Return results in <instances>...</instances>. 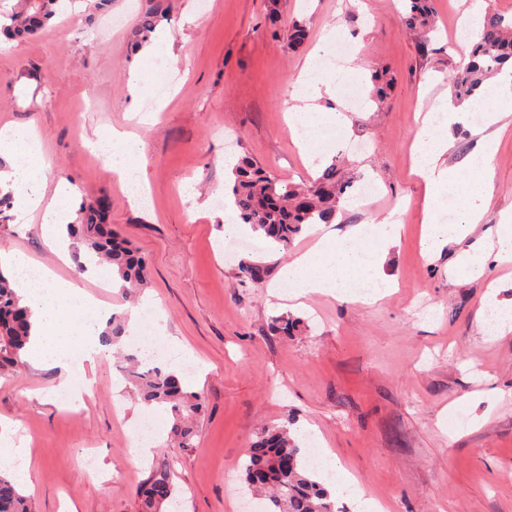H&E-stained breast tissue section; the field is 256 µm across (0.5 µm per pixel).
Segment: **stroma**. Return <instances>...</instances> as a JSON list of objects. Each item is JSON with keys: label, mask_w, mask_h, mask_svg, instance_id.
I'll return each instance as SVG.
<instances>
[{"label": "stroma", "mask_w": 512, "mask_h": 512, "mask_svg": "<svg viewBox=\"0 0 512 512\" xmlns=\"http://www.w3.org/2000/svg\"><path fill=\"white\" fill-rule=\"evenodd\" d=\"M167 18L143 48L135 31L149 0H112L95 10L70 0L52 28L0 51V124L35 127L49 183L65 178L87 198L112 201L109 222L148 257L142 296L159 318L142 319L151 339L176 340L205 411L189 448L163 442L171 415L135 399L118 357L86 364L85 405L74 410L57 391L59 372L41 365L0 373V421L27 438L30 479L20 490L35 512H138L137 489L154 461L174 463L179 512H240L250 492L241 464L263 425L292 420L301 442L315 428L320 447L386 512H512V332L484 340L479 308L489 290L512 300V261L488 263L469 279L452 274L454 251L423 255L425 188L413 175L412 146L425 116L451 98L449 83L465 62L454 30L474 0H435L429 43L407 33L403 0H162ZM308 38L289 48L292 24ZM278 37H271L270 28ZM352 42L354 74L339 80L322 111L346 110L350 133L323 125L334 158L353 183L379 187L367 202L350 198L333 237L355 224L396 213L400 241L383 271L396 290L368 304L353 297L270 294L242 277V263L265 265L268 277L314 243L309 234L288 250L270 245L234 252L226 214L224 162L249 156L285 182L318 176L288 124L289 93L317 45L334 35ZM179 61L169 65L170 54ZM396 77L371 101V75ZM504 130L491 162V195L469 240H496L512 217V98H490ZM137 134L151 200L132 209L127 190L87 146L95 132ZM0 249L18 251L122 315L128 301L106 288L99 270L78 273L72 257L49 250L40 218L0 224ZM301 320L299 334L269 333L273 317ZM161 435L151 459L138 461L133 439L147 417ZM93 455L92 468L80 460Z\"/></svg>", "instance_id": "obj_1"}]
</instances>
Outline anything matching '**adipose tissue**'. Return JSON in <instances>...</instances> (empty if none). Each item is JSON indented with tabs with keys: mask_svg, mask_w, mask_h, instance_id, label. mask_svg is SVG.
Here are the masks:
<instances>
[{
	"mask_svg": "<svg viewBox=\"0 0 512 512\" xmlns=\"http://www.w3.org/2000/svg\"><path fill=\"white\" fill-rule=\"evenodd\" d=\"M96 145L113 173L122 182H131L140 140L116 131L99 136ZM449 147L446 137L426 130L420 131L413 143V171L424 180L426 190L421 244L424 254L431 258L443 254L447 247L460 245L465 238L464 226L480 222L483 213L475 206H463L455 224L441 223L439 211L457 177H466L473 193L488 191L497 144L492 136L481 137L462 170L445 164ZM0 157L10 163L8 173L0 172V189L13 191L21 215L40 213L50 248L63 252L68 219L58 204L72 196L74 189L64 179L48 186L37 132L10 123L0 126ZM400 234V225L386 218L373 225L354 226L333 240L321 237L311 249L281 269L278 284L291 288L299 298L308 294L333 296L345 283H363L368 287L363 301L376 302L395 286L384 275L383 264ZM0 268L17 273L15 287L32 311V336L24 361L37 360L57 367L60 390L66 391L71 400H79L78 381L86 363L111 351L110 346L100 341V304L78 283L61 279L46 267H34L22 254L0 250Z\"/></svg>",
	"mask_w": 512,
	"mask_h": 512,
	"instance_id": "obj_1",
	"label": "adipose tissue"
}]
</instances>
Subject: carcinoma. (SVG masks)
<instances>
[{
    "instance_id": "carcinoma-1",
    "label": "carcinoma",
    "mask_w": 512,
    "mask_h": 512,
    "mask_svg": "<svg viewBox=\"0 0 512 512\" xmlns=\"http://www.w3.org/2000/svg\"><path fill=\"white\" fill-rule=\"evenodd\" d=\"M409 10L401 17L403 26L427 34L434 29V0H408ZM65 10L64 0H18L13 10L3 15L6 23L0 32L9 37L33 38ZM158 9L145 13L138 24L140 44L150 41ZM512 63V23L495 12L485 15L478 40L472 45L468 61L454 82V97L464 100L476 94L485 80ZM375 99L380 100L392 86L387 71L372 77ZM231 195L235 222L251 225L262 232L261 238L288 248L311 224H331L341 211L340 202L349 181L333 162L315 179L284 186L276 174L240 158L232 169ZM109 209L102 199L86 200L79 208L78 220L67 225L68 236L76 244L78 271L87 270L86 262L105 263L122 287L144 288L148 283L149 262L130 242L108 224ZM242 275L254 283L266 277V268L257 263L241 266ZM296 318L272 319L276 336H294L300 332ZM32 323L30 311L22 304L12 280L0 271V372L22 365L21 354L29 343ZM126 333L124 320L112 317L102 335V343L115 345ZM124 376L135 396L147 406L169 409L173 420L169 436L180 448H190L198 433L203 409L202 393L183 385L176 373L149 367L135 355L126 356ZM244 480L256 493L268 497L273 512H335L330 491L317 480L308 459L291 433L290 422L271 424L255 432L242 464ZM176 495L173 470L166 460L152 467L151 475L137 491L139 512H163ZM0 512H34L20 493L16 482L0 473Z\"/></svg>"
}]
</instances>
